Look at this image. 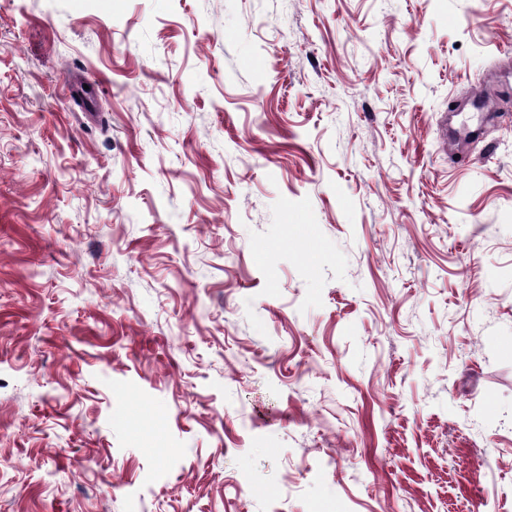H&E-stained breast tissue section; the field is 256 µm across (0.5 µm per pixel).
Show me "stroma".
<instances>
[{"instance_id": "35a3bbf8", "label": "stroma", "mask_w": 512, "mask_h": 512, "mask_svg": "<svg viewBox=\"0 0 512 512\" xmlns=\"http://www.w3.org/2000/svg\"><path fill=\"white\" fill-rule=\"evenodd\" d=\"M0 512H512V0H0Z\"/></svg>"}]
</instances>
